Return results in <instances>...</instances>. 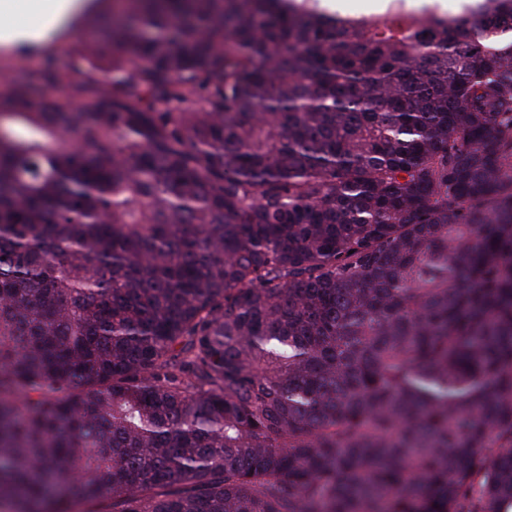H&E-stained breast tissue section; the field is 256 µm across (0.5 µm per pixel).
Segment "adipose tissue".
I'll use <instances>...</instances> for the list:
<instances>
[{
  "mask_svg": "<svg viewBox=\"0 0 512 512\" xmlns=\"http://www.w3.org/2000/svg\"><path fill=\"white\" fill-rule=\"evenodd\" d=\"M22 1L26 2L31 16L47 18L53 26L62 24L75 9V0H0V45L14 46L39 38L38 29L14 20Z\"/></svg>",
  "mask_w": 512,
  "mask_h": 512,
  "instance_id": "adipose-tissue-1",
  "label": "adipose tissue"
}]
</instances>
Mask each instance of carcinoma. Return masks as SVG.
Returning a JSON list of instances; mask_svg holds the SVG:
<instances>
[{
  "mask_svg": "<svg viewBox=\"0 0 512 512\" xmlns=\"http://www.w3.org/2000/svg\"><path fill=\"white\" fill-rule=\"evenodd\" d=\"M322 2L0 78L11 512L512 506V0ZM327 3L332 10H335L341 15L363 18L366 20L377 19L385 12L386 8L385 0H325V2H323L325 7Z\"/></svg>",
  "mask_w": 512,
  "mask_h": 512,
  "instance_id": "cac0c4a2",
  "label": "carcinoma"
}]
</instances>
